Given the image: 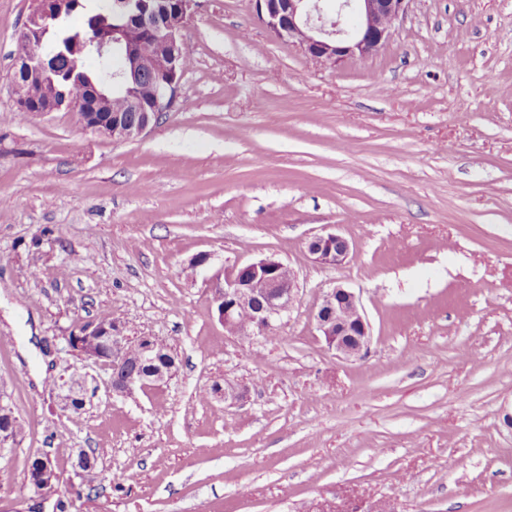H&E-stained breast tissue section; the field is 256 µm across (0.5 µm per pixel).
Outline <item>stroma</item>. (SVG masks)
<instances>
[{"mask_svg": "<svg viewBox=\"0 0 512 512\" xmlns=\"http://www.w3.org/2000/svg\"><path fill=\"white\" fill-rule=\"evenodd\" d=\"M29 9L0 0V407L24 427L0 512H512V0H409L338 64L271 36L254 0H197L180 102L135 141L15 116ZM328 231L342 266L306 251ZM203 252L294 270L271 335H225L188 267ZM339 283L371 324L359 359L313 320ZM102 320L167 344L176 375L113 396L111 366L68 345ZM76 369L77 421L52 385ZM80 448L91 500L71 493ZM44 456L47 498L28 485ZM307 251L314 262L337 267L348 260L351 244L343 235L329 232L313 236L307 242Z\"/></svg>", "mask_w": 512, "mask_h": 512, "instance_id": "35a3bbf8", "label": "stroma"}]
</instances>
